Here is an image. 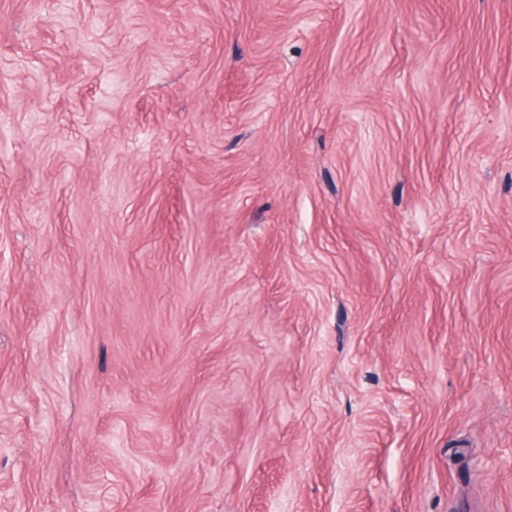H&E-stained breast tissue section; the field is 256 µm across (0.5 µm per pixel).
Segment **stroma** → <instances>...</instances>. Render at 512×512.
<instances>
[{"mask_svg": "<svg viewBox=\"0 0 512 512\" xmlns=\"http://www.w3.org/2000/svg\"><path fill=\"white\" fill-rule=\"evenodd\" d=\"M0 512H512V0H0Z\"/></svg>", "mask_w": 512, "mask_h": 512, "instance_id": "stroma-1", "label": "stroma"}]
</instances>
